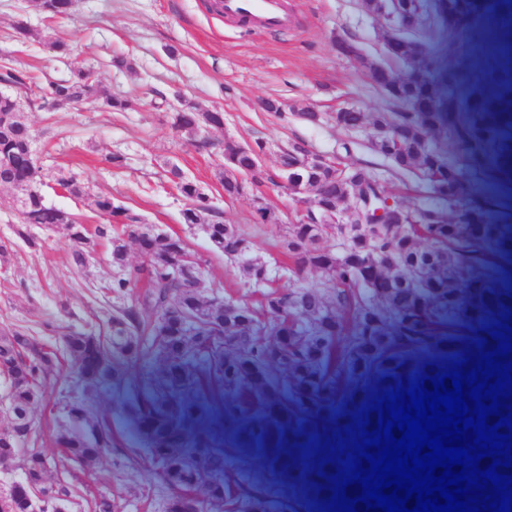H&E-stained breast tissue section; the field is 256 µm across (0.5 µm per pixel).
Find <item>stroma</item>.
<instances>
[{
  "mask_svg": "<svg viewBox=\"0 0 512 512\" xmlns=\"http://www.w3.org/2000/svg\"><path fill=\"white\" fill-rule=\"evenodd\" d=\"M214 0H75L67 19L51 21L31 0H0V67L24 71L38 80L67 77L74 67L94 72L102 94L129 100L127 111L114 112L101 98L60 111L33 102L26 108L37 134L46 200L75 213L88 226L100 218L90 197L112 193L116 202L149 224L185 236L204 263L206 288L252 302L253 289L222 255L211 252L202 229H188L180 212L184 205L167 181V167L177 163L185 175L204 188L224 222L239 225L255 255L280 259L279 227L256 221L252 198L228 200L216 179L221 155L196 151L171 127L169 114L179 98L198 111L221 109L224 126L209 130L216 142L230 136L239 141L269 142L265 157L276 171L278 154L289 140L302 139L319 153L336 151L350 140L337 127L333 112L346 106L364 112L385 108L383 95L373 86L361 59L340 55L339 37L354 39L363 57L381 58L387 20L365 13L359 0H286L292 17L284 31L245 32L213 10ZM30 29L21 37L19 26ZM176 54H169V47ZM481 55L466 28L447 37L445 69L440 92L456 112H464L465 71ZM122 56L131 66L119 69L112 59ZM267 98L306 100L325 120L311 126L287 113L275 117L260 103ZM459 162L462 201L494 223L512 208V186L493 185L488 168L474 160L462 142L449 144ZM124 158L123 167L106 163L110 154ZM76 177L89 194L76 198L62 192L57 180ZM17 218L9 189H0V329L21 326L41 331L43 324L78 330L105 329L114 299L106 291L114 269L107 239H99L95 257L86 268L70 259V242L57 229L32 225L26 237L16 233ZM50 402L34 406L32 415L42 432V449L54 457V481L68 492L67 512H96L94 501L104 497L123 512H161L166 491L148 459L122 423L114 429L116 448L104 454L93 469L61 457L55 434L64 423L52 400L89 399L98 412L113 416L115 404L103 391L77 387L68 376L54 385Z\"/></svg>",
  "mask_w": 512,
  "mask_h": 512,
  "instance_id": "1",
  "label": "stroma"
}]
</instances>
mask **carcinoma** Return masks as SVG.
Masks as SVG:
<instances>
[{"mask_svg":"<svg viewBox=\"0 0 512 512\" xmlns=\"http://www.w3.org/2000/svg\"><path fill=\"white\" fill-rule=\"evenodd\" d=\"M458 20L472 21L474 40L484 59L467 75L465 125L459 126L442 105L418 111L426 99H438L437 76L443 71L438 52L444 19L415 29H390L388 41L400 37L392 63L405 77L383 90L396 112L366 113L354 107L342 113L343 128L363 133L371 126L399 132L392 150L369 143L390 163L391 174L413 178L433 194L430 202L406 210L404 224H381L376 212L387 208L385 180L369 162L355 168L364 186L359 198L347 195L343 171L312 173L305 201L346 211L360 208L370 223V238L361 224H321L311 206L281 235L290 264L271 267L260 257L247 258L248 238L236 224L214 212L209 197L182 170L171 165L170 179L184 200L181 221L204 227L214 253L237 264L246 284L259 292L254 303H241L201 287L191 288L176 276L187 258L196 256L187 239L168 233L145 237L146 225L129 209L99 193L92 204L104 223L91 229L72 214L45 202L31 188L41 182L34 134L20 97H28L29 76L11 67L0 69V185L21 189L15 199L20 228L39 224L60 227L72 244L71 258L86 266L96 238L110 236L116 268L109 291L132 303L112 309L108 332L95 336L66 329L58 349L20 328L0 332V380L7 391L1 408L9 426L0 432V470L20 472V479L0 486V512H32L41 497L45 512H64V489L50 481L54 459L39 446L31 420L33 406L48 396L57 374L68 368L91 386L126 393L120 418L134 433L158 478L176 489L162 512H318L326 496L318 490L315 436L352 423L361 406L389 390L401 376L446 367L462 358L483 329L512 311V288H494L484 280L465 281L477 267L495 272L512 261V216L501 224L469 230L474 214L459 208L455 161L445 145L472 140L471 154L486 161L496 179L512 181V0H497L493 12L482 0H440ZM50 19L69 16L73 0H36ZM101 94L87 72L75 69L47 82L43 102L53 109L75 107ZM172 127L199 150L215 144L206 135L211 113L193 105L172 112ZM308 152L293 141L281 152L288 175ZM254 155L241 151L220 167L216 178L233 195L239 175ZM334 236L338 247L321 246ZM145 239L146 259L126 269L128 242ZM325 271L329 288L305 285L306 269ZM288 275L293 288L272 287L276 273ZM144 290L136 291L139 283ZM149 310L152 317L143 312ZM450 348H442V344ZM67 424L56 437L60 452L81 467L93 466L115 447L112 418L98 416L80 401L67 402ZM224 416V439L213 432ZM298 462H290V456Z\"/></svg>","mask_w":512,"mask_h":512,"instance_id":"cac0c4a2","label":"carcinoma"}]
</instances>
